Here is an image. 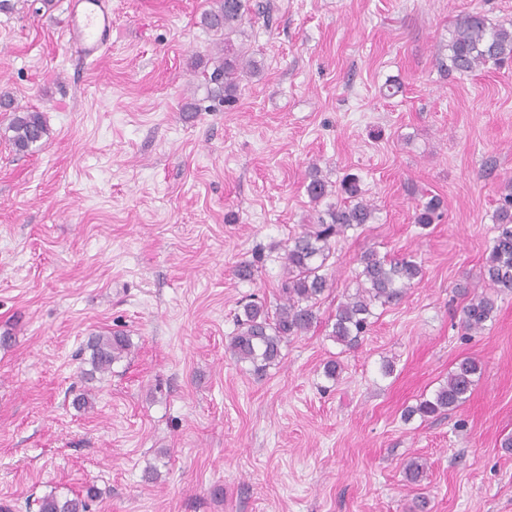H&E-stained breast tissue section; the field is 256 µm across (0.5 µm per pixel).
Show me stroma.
Returning <instances> with one entry per match:
<instances>
[{"instance_id":"35a3bbf8","label":"stroma","mask_w":512,"mask_h":512,"mask_svg":"<svg viewBox=\"0 0 512 512\" xmlns=\"http://www.w3.org/2000/svg\"><path fill=\"white\" fill-rule=\"evenodd\" d=\"M261 2L243 24L260 72L230 110L192 66L214 56L209 0H112V48L89 70L65 46L66 0L0 10V92L50 130L19 154L0 114L9 512L91 484L87 512H408L419 495L429 512H512V293L472 337L458 293L483 284L512 182V65L446 68L456 19L510 21L512 0ZM314 168L356 176L378 218L339 239L317 325L258 377L224 346L249 296L275 306L284 245L318 211ZM433 196L442 216L424 229L415 207ZM370 250L414 255L425 277L346 350L329 318ZM244 261L254 279L235 277ZM112 330L128 357L86 380L88 337ZM466 357L483 365L468 401L403 421ZM415 457L428 469L410 486Z\"/></svg>"}]
</instances>
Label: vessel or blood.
<instances>
[{
	"mask_svg": "<svg viewBox=\"0 0 512 512\" xmlns=\"http://www.w3.org/2000/svg\"><path fill=\"white\" fill-rule=\"evenodd\" d=\"M65 36L79 64L98 60L112 44V0H68Z\"/></svg>",
	"mask_w": 512,
	"mask_h": 512,
	"instance_id": "vessel-or-blood-1",
	"label": "vessel or blood"
}]
</instances>
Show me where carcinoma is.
I'll list each match as a JSON object with an SVG mask.
<instances>
[{"instance_id": "carcinoma-1", "label": "carcinoma", "mask_w": 512, "mask_h": 512, "mask_svg": "<svg viewBox=\"0 0 512 512\" xmlns=\"http://www.w3.org/2000/svg\"><path fill=\"white\" fill-rule=\"evenodd\" d=\"M253 10L252 0H212L210 8L201 14L203 27L224 36V58L212 72L204 70L202 75L213 85L212 97L226 103L235 97L238 77L257 69L255 60L234 52L230 40L233 34H244L242 25ZM448 60V69L461 75L487 64L501 66L512 61V22L494 23L477 10L462 15L448 41ZM0 112L9 113L7 131L16 152L25 153L48 138L49 129L41 112L16 104L9 95L0 96ZM342 188L356 202L327 210L326 216H318L317 223L290 238L285 245L287 277L281 285L275 310L271 312L266 302L252 299L242 305V311L236 316V329L226 351L236 362L249 364L257 374L279 364L282 347L288 339L307 333L318 322L321 301L332 286L329 260L335 254L336 241L347 231L361 228L375 219L377 207L361 196L356 178L346 179ZM306 192L311 201L318 204L333 190L316 170L309 176ZM439 209L440 200L430 198L416 207L415 223L429 226L440 217ZM494 221L498 235L492 239L483 272L486 287L492 292L471 293L463 289V295L469 300L461 309V326L473 335L482 333L494 318V295L512 292V185L495 210ZM422 278V263L411 255L387 259L374 251L362 254L355 270L356 288L337 304L329 337L346 348L357 346L372 324L374 308L400 301ZM87 348L92 372L105 375L112 371L113 364L128 355L131 343L124 333L114 331L91 337ZM482 370L479 360L462 359L431 396L420 398L406 410L404 419L408 421L417 415L424 420L460 407L470 397ZM425 468L426 464L417 459L408 461L404 466L406 482L419 484ZM97 495L93 486L87 488L84 497L61 498L50 493L39 500L38 512H86V500Z\"/></svg>"}]
</instances>
